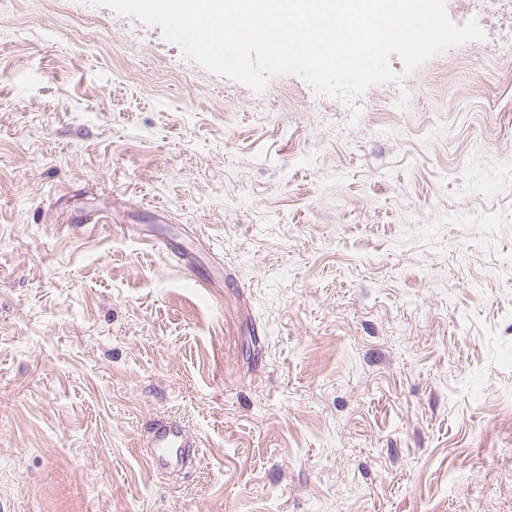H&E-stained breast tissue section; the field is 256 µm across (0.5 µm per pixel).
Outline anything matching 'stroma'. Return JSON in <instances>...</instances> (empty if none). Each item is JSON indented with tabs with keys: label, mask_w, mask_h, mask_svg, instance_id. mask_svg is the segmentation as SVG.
Segmentation results:
<instances>
[{
	"label": "stroma",
	"mask_w": 512,
	"mask_h": 512,
	"mask_svg": "<svg viewBox=\"0 0 512 512\" xmlns=\"http://www.w3.org/2000/svg\"><path fill=\"white\" fill-rule=\"evenodd\" d=\"M480 27L344 100L0 0V512H512V21ZM161 418L192 467L147 469Z\"/></svg>",
	"instance_id": "1"
}]
</instances>
